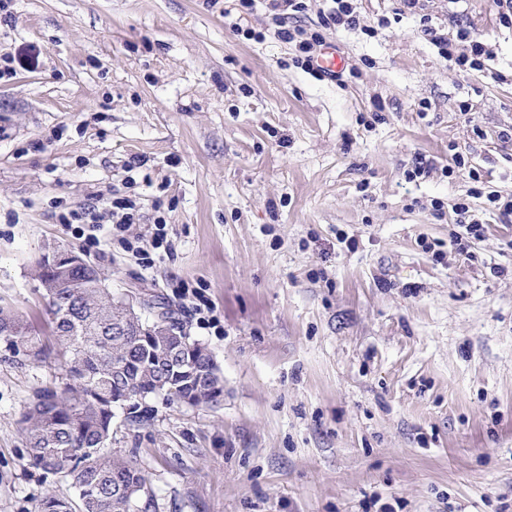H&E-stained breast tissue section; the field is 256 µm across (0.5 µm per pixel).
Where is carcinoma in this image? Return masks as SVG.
I'll return each instance as SVG.
<instances>
[{
    "instance_id": "1",
    "label": "carcinoma",
    "mask_w": 512,
    "mask_h": 512,
    "mask_svg": "<svg viewBox=\"0 0 512 512\" xmlns=\"http://www.w3.org/2000/svg\"><path fill=\"white\" fill-rule=\"evenodd\" d=\"M95 269L79 265L67 273L64 287L46 291L53 331L68 358V380L62 394L36 396L22 417L27 465L66 478L78 499L43 497L39 512H148L150 496L141 468L130 454L106 451L112 436L114 409L126 407L128 420L142 421L146 400L161 396L167 403L217 406L224 399V382L211 351L191 338L173 318L164 315L174 336H114L112 325L100 324L97 313L127 319L109 288L100 287ZM0 341L12 356L26 350L33 363L46 359L45 349L19 314L0 307ZM204 359L211 371L204 389L181 374L185 360Z\"/></svg>"
}]
</instances>
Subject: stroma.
<instances>
[{"instance_id": "obj_1", "label": "stroma", "mask_w": 512, "mask_h": 512, "mask_svg": "<svg viewBox=\"0 0 512 512\" xmlns=\"http://www.w3.org/2000/svg\"><path fill=\"white\" fill-rule=\"evenodd\" d=\"M231 5L0 0V305L52 349L33 367L0 345V512L77 496L27 465L21 425L65 382L38 280L56 248L164 298L223 376L219 406L116 416L150 512H512V223L486 200L512 195V14L358 0L356 26H328L330 0H306L286 25L344 56L331 79L296 64L268 0L248 39ZM437 34L481 44L483 70ZM116 198L140 215L118 234ZM460 199L484 222L465 253ZM160 216L171 247L146 265Z\"/></svg>"}]
</instances>
